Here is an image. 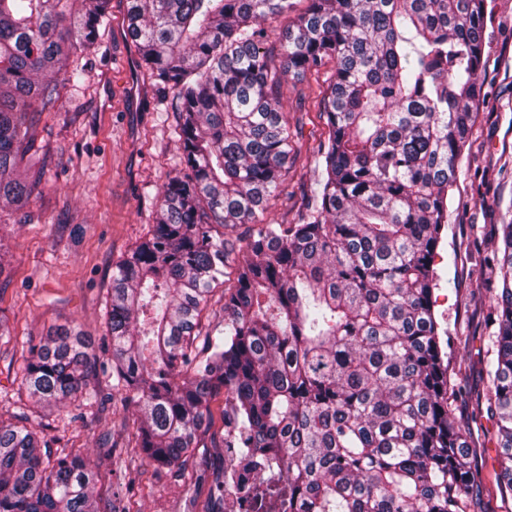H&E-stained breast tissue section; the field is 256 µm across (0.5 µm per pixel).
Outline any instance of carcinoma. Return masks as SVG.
<instances>
[{"label":"carcinoma","mask_w":512,"mask_h":512,"mask_svg":"<svg viewBox=\"0 0 512 512\" xmlns=\"http://www.w3.org/2000/svg\"><path fill=\"white\" fill-rule=\"evenodd\" d=\"M272 65L262 23L290 0H126L142 65L180 103V167L156 224L112 270L105 396L80 335L27 343L20 383L66 407L115 400L136 415L137 473L185 472L224 449L199 512H482L472 432L457 416L432 302L459 160L477 119L485 0H308ZM111 0H0V207L23 211L42 184L33 129L84 70ZM328 60L316 205L265 222L295 152L283 77ZM247 227L230 277L224 230ZM495 237L487 319L496 359L472 420L496 430L512 497V205ZM224 288L217 289V284ZM222 302L224 329L202 333ZM225 396L224 432L212 401ZM40 422L0 418V512H115L79 448L56 454Z\"/></svg>","instance_id":"carcinoma-1"}]
</instances>
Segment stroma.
<instances>
[{
  "label": "stroma",
  "instance_id": "obj_1",
  "mask_svg": "<svg viewBox=\"0 0 512 512\" xmlns=\"http://www.w3.org/2000/svg\"><path fill=\"white\" fill-rule=\"evenodd\" d=\"M82 88H66L57 109L42 113L36 146L45 160L46 185L35 191L26 214L0 210V414L32 408L16 374L25 341L39 343L52 328L80 331L88 353L111 363L107 334L112 269L146 235L156 218V196L166 173L178 167L180 151L172 95L158 90L142 67L126 32V0H111L108 24L98 43L82 53ZM335 67L285 76L282 103L297 149L288 163L287 194L267 214L271 223L296 221L319 190L322 138L321 92ZM479 117L460 159V177L448 206L447 227L434 255L437 286L433 310L451 364L471 365L461 381L459 415L469 398L485 394L480 370L493 328L486 315L493 297L494 227L512 203V0H487ZM118 405L84 407L43 419L41 434L53 452L86 449L92 467L121 477L133 469L129 454L114 455L99 438L124 446ZM474 459L486 489L484 512H502L494 493L498 448L490 421L473 425ZM220 448L204 449L197 474H144L134 498L136 512H190L192 494L208 489Z\"/></svg>",
  "mask_w": 512,
  "mask_h": 512
}]
</instances>
